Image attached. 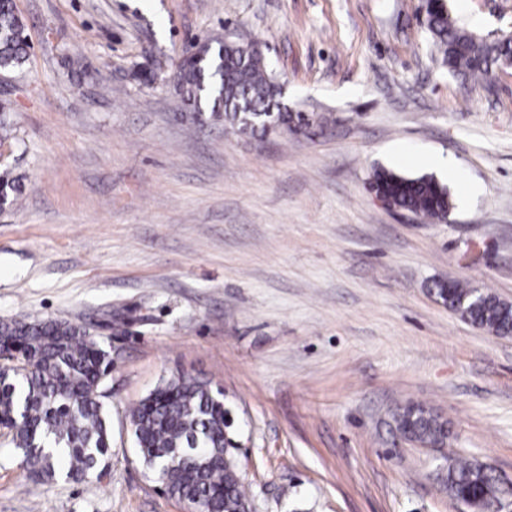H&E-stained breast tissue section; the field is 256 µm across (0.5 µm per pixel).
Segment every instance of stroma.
Instances as JSON below:
<instances>
[{
    "label": "stroma",
    "mask_w": 512,
    "mask_h": 512,
    "mask_svg": "<svg viewBox=\"0 0 512 512\" xmlns=\"http://www.w3.org/2000/svg\"><path fill=\"white\" fill-rule=\"evenodd\" d=\"M31 44L0 72V319L112 338L109 468L27 476L0 430V512H189L140 464L125 416L173 374L223 391L252 512H466L465 457L512 480V337L435 295L512 303V65L452 74L425 0H14ZM480 38L512 0H447ZM257 43L309 123L264 137L189 125L171 77L190 43ZM431 176L448 219L391 211L375 170ZM447 419L446 447L391 415ZM21 191L20 177L14 176L12 171L4 168L0 171V203L11 206L17 200Z\"/></svg>",
    "instance_id": "obj_1"
}]
</instances>
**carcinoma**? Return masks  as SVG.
<instances>
[{
  "instance_id": "cac0c4a2",
  "label": "carcinoma",
  "mask_w": 512,
  "mask_h": 512,
  "mask_svg": "<svg viewBox=\"0 0 512 512\" xmlns=\"http://www.w3.org/2000/svg\"><path fill=\"white\" fill-rule=\"evenodd\" d=\"M427 29L448 67L459 75L485 77L512 57V34L494 42L479 40L455 25L441 7ZM25 26L13 0H0V71L21 67L28 58ZM242 44L196 42L177 69L183 100L243 133L265 136L305 121L298 113L276 112L279 92L263 57L243 56ZM373 183L395 205L431 222L447 221L448 189L432 176L405 177L379 169ZM21 191L20 177L0 170V203L11 206ZM437 295L471 324L494 333L512 330V305L489 293L471 303L472 289L457 280L437 283ZM112 372V350L89 328L65 320L19 316L0 320V427L31 474L69 480L101 478L107 469L112 420L104 399ZM229 410L209 383L172 378L129 410V422L142 466L164 491L180 500L198 501L206 512H245L248 502L238 465L225 437ZM397 431L432 445H444L448 421L421 405L394 414ZM448 493L475 509L492 496H512V484L478 463L458 459L448 465Z\"/></svg>"
}]
</instances>
